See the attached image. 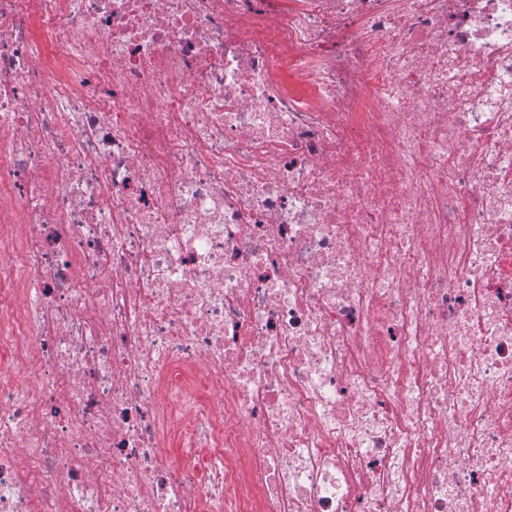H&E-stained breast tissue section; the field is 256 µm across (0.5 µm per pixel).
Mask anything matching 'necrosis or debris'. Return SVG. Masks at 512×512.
<instances>
[{
    "label": "necrosis or debris",
    "mask_w": 512,
    "mask_h": 512,
    "mask_svg": "<svg viewBox=\"0 0 512 512\" xmlns=\"http://www.w3.org/2000/svg\"><path fill=\"white\" fill-rule=\"evenodd\" d=\"M0 512H512V0H0Z\"/></svg>",
    "instance_id": "obj_1"
}]
</instances>
